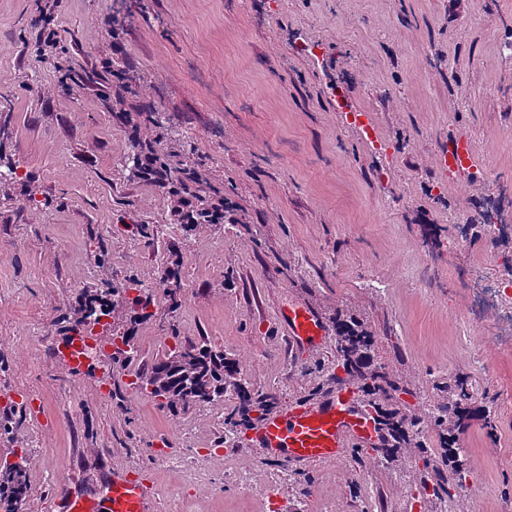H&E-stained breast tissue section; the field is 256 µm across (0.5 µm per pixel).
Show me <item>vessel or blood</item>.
Returning a JSON list of instances; mask_svg holds the SVG:
<instances>
[{"instance_id": "vessel-or-blood-1", "label": "vessel or blood", "mask_w": 512, "mask_h": 512, "mask_svg": "<svg viewBox=\"0 0 512 512\" xmlns=\"http://www.w3.org/2000/svg\"><path fill=\"white\" fill-rule=\"evenodd\" d=\"M279 319L289 351L322 344L328 331L318 313L306 304L292 302L282 308ZM377 433L369 413L358 408L351 391H343L324 402L293 407L267 418L254 431L250 444L264 457L284 458L299 468L346 456L349 448L365 444ZM61 512H156L148 479L113 470L107 495L77 494L66 498Z\"/></svg>"}]
</instances>
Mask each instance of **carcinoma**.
Here are the masks:
<instances>
[{
    "instance_id": "carcinoma-1",
    "label": "carcinoma",
    "mask_w": 512,
    "mask_h": 512,
    "mask_svg": "<svg viewBox=\"0 0 512 512\" xmlns=\"http://www.w3.org/2000/svg\"><path fill=\"white\" fill-rule=\"evenodd\" d=\"M134 61L121 54V65L112 70L115 85L114 118L134 128L131 152L128 153L132 175L164 190L170 200L171 213L182 217L185 231L224 223V208L214 202L224 196L214 190L201 173L202 163L190 157L192 145L184 143V163L173 167L168 163L165 145L169 135V118L156 110L153 103L140 96L133 85ZM150 138L140 137V130ZM19 162L0 172V194L10 197L7 187L20 180L16 175ZM166 285L161 298L139 288L134 276L107 288H92L78 303L77 311L64 316L65 328L72 336H84L93 326L108 323L120 309L130 316L131 325L120 336L121 344H112V367L133 375L138 386L170 416L176 418L193 407L224 405L232 399L231 409L224 415V429L240 435L263 420L273 408L272 395L252 387L242 372L239 361L207 342L176 343L170 352L142 364L141 337L135 326L150 321L156 307L164 305L175 313L181 306L182 275L179 261L163 268ZM336 367L347 370L346 378L359 384L363 396L376 403L380 414L378 436L391 456V462L410 457L419 463L411 474L413 487L422 502L448 505L455 500L470 469L458 456L462 436L478 418L492 425L490 407L476 404V385L466 378L443 375L432 382L434 404H403L396 392H410L412 381L383 364L375 362L373 351L378 336L371 326L342 308L334 317ZM336 382L344 379L334 375ZM357 465L374 468L385 464L377 449H352ZM30 496L29 464H0V506L5 512H28Z\"/></svg>"
}]
</instances>
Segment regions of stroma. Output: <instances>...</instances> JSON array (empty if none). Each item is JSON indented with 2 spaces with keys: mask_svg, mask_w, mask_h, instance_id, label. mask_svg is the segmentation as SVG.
Listing matches in <instances>:
<instances>
[{
  "mask_svg": "<svg viewBox=\"0 0 512 512\" xmlns=\"http://www.w3.org/2000/svg\"><path fill=\"white\" fill-rule=\"evenodd\" d=\"M510 34L512 0H0V161L23 162L43 202H0V459L23 448L35 460L30 512L97 492L174 421L153 400H130L120 373L101 400L100 377L73 375L53 353L83 289L148 281L173 247L193 298L140 326L144 361L170 350L175 323L237 358L276 410L296 407L306 370L336 352L329 342L287 354L281 307L304 303L328 324L349 308L377 331V361L407 374L418 400L432 399L438 375L468 377L493 399L494 430L474 426L462 445L479 490L452 512H512V414L500 401L512 391V347L498 325L464 335L457 322L512 265V54L496 48ZM304 39L320 57L293 52ZM120 48L140 94L189 137L232 202V224L137 234L172 223L167 198L128 178L130 132L112 120L111 90L85 81L111 74ZM339 81L350 109L371 113L376 141L337 111ZM451 128L476 139L479 177L442 170ZM488 180L506 233L449 249V211L482 199ZM48 464L63 474L52 486ZM271 466L278 512L302 501L311 512H405L410 460ZM211 470L193 498L178 474H151L159 508L264 512L220 463Z\"/></svg>",
  "mask_w": 512,
  "mask_h": 512,
  "instance_id": "stroma-1",
  "label": "stroma"
}]
</instances>
